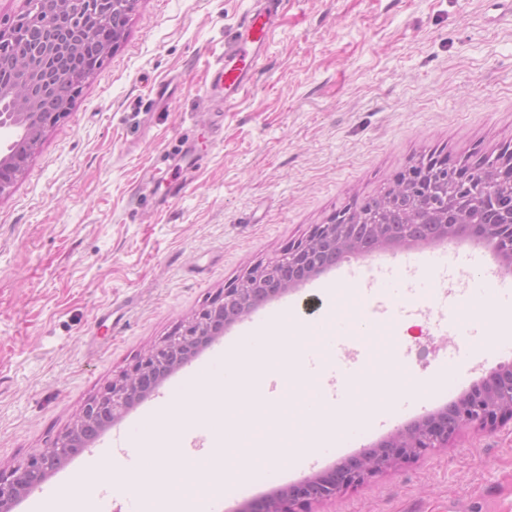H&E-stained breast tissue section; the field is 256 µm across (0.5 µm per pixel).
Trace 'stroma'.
<instances>
[{
    "mask_svg": "<svg viewBox=\"0 0 512 512\" xmlns=\"http://www.w3.org/2000/svg\"><path fill=\"white\" fill-rule=\"evenodd\" d=\"M256 0H139L123 39L0 198V466L38 453L226 284L434 153L512 146V0H282L234 103L212 91ZM398 317L362 383L432 380L423 403L224 498L244 512L468 391L512 353ZM310 512H512V424L462 429Z\"/></svg>",
    "mask_w": 512,
    "mask_h": 512,
    "instance_id": "obj_1",
    "label": "stroma"
}]
</instances>
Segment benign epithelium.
Instances as JSON below:
<instances>
[{"instance_id": "obj_1", "label": "benign epithelium", "mask_w": 512, "mask_h": 512, "mask_svg": "<svg viewBox=\"0 0 512 512\" xmlns=\"http://www.w3.org/2000/svg\"><path fill=\"white\" fill-rule=\"evenodd\" d=\"M21 21L46 31L35 46L16 45L17 29L0 30V47L19 59V77L0 83V198L9 194L44 133L67 111L85 75L65 68V59L96 40L102 30L126 23L137 0H25ZM512 149L484 156L474 165L431 158L411 167L388 190L345 207L325 224L250 267L224 288L183 330L138 358L131 370L88 402L72 426L26 464L0 467V512H14L21 498L40 486L100 431L189 363L232 324L330 268L343 258L425 244L485 240L494 243L501 269L512 274ZM512 423V366H504L443 409L405 425L377 449L344 467L276 490L250 503L246 512H308L314 502L331 500L399 462L444 448L464 427L494 430Z\"/></svg>"}]
</instances>
